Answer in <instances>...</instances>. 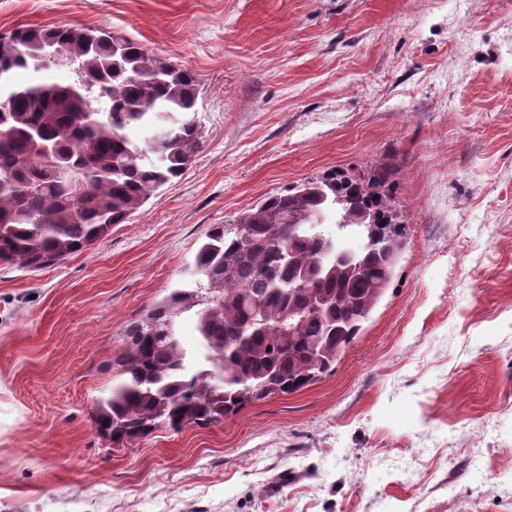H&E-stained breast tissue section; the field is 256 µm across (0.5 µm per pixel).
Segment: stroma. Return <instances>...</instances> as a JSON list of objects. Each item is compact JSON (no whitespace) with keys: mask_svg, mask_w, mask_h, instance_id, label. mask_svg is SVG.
I'll return each mask as SVG.
<instances>
[{"mask_svg":"<svg viewBox=\"0 0 512 512\" xmlns=\"http://www.w3.org/2000/svg\"><path fill=\"white\" fill-rule=\"evenodd\" d=\"M199 81L202 146L125 223L0 265V512H512V0H0ZM399 168L396 275L335 370L220 425L96 429L126 326L214 224L332 167Z\"/></svg>","mask_w":512,"mask_h":512,"instance_id":"obj_1","label":"stroma"}]
</instances>
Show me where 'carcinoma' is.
<instances>
[{
  "mask_svg": "<svg viewBox=\"0 0 512 512\" xmlns=\"http://www.w3.org/2000/svg\"><path fill=\"white\" fill-rule=\"evenodd\" d=\"M60 68L70 83L47 77ZM21 70L45 78L18 83ZM196 104L190 70L98 26L0 36V264L53 265L125 223L200 148ZM396 174L387 161L367 174L332 168L212 225L195 256L203 283L171 290L128 328L98 429L122 442L221 423L329 374L405 248ZM358 235L372 242L361 268L335 263L336 244ZM319 295L328 305L316 311ZM187 313L193 353L175 330Z\"/></svg>",
  "mask_w": 512,
  "mask_h": 512,
  "instance_id": "obj_1",
  "label": "carcinoma"
}]
</instances>
